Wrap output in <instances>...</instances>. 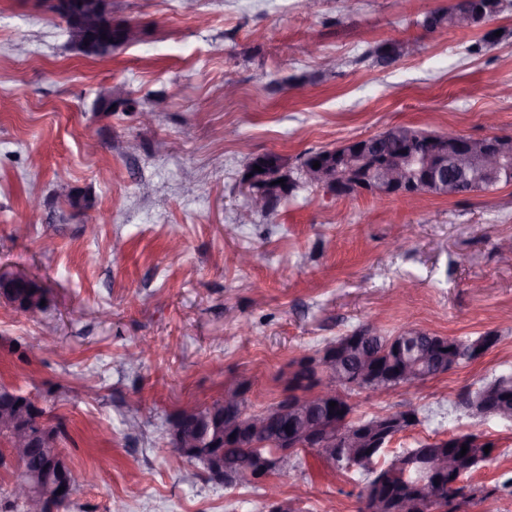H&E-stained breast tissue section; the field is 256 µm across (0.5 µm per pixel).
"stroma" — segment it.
<instances>
[{"instance_id": "stroma-1", "label": "stroma", "mask_w": 512, "mask_h": 512, "mask_svg": "<svg viewBox=\"0 0 512 512\" xmlns=\"http://www.w3.org/2000/svg\"><path fill=\"white\" fill-rule=\"evenodd\" d=\"M455 2L320 0L308 13L299 0H108L138 40L87 56L45 0H0V268L50 297L35 317L0 303V384L62 420L80 479L67 512H267L263 485L227 487L176 456L169 419L235 377L263 409L294 361L367 325L499 332L475 361L350 402L358 417L418 407L389 461L454 432L486 434L495 448L466 476L477 493L459 512H512L501 488L512 421L455 406L462 390L512 374V261L496 249L512 238V186L407 203L304 185L238 221L246 145L294 169L395 124L512 135V0L481 26L423 32L425 14ZM407 38L419 42L412 55L375 63L378 44ZM108 95L135 107L102 111ZM76 193L91 207H73ZM144 341L152 350L129 368ZM299 459L272 478L282 497L301 512H359L363 475L312 450Z\"/></svg>"}]
</instances>
